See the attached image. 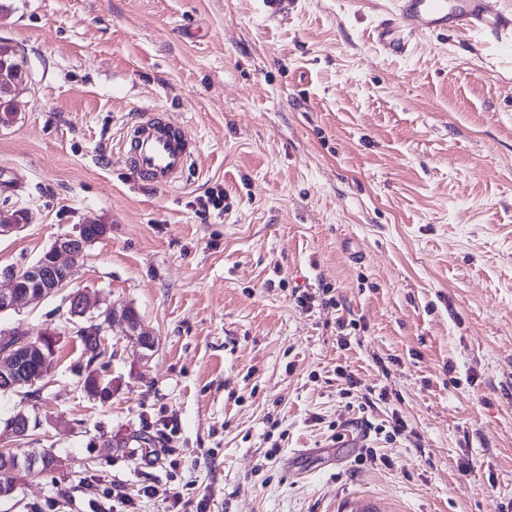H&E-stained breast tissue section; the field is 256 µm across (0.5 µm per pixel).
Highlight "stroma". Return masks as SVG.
Wrapping results in <instances>:
<instances>
[{"mask_svg":"<svg viewBox=\"0 0 512 512\" xmlns=\"http://www.w3.org/2000/svg\"><path fill=\"white\" fill-rule=\"evenodd\" d=\"M390 6L0 0L27 76L0 210L29 216L0 271L106 225L72 286L156 340L146 362L110 331L100 400L63 294L0 314L60 334L48 376L0 395V449L21 410L28 447L64 461L0 512H97L106 488L167 512L148 485L205 512H512V44L449 32L391 54ZM152 109L196 142L172 189L121 159Z\"/></svg>","mask_w":512,"mask_h":512,"instance_id":"1","label":"stroma"}]
</instances>
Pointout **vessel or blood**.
<instances>
[{
    "label": "vessel or blood",
    "mask_w": 512,
    "mask_h": 512,
    "mask_svg": "<svg viewBox=\"0 0 512 512\" xmlns=\"http://www.w3.org/2000/svg\"><path fill=\"white\" fill-rule=\"evenodd\" d=\"M392 4L388 18L374 30L376 42L390 53L404 52L412 37L448 29L512 40V12L492 8L490 0H392ZM121 154L145 185L167 189L176 186L188 168L193 143L184 129L154 112L127 129Z\"/></svg>",
    "instance_id": "obj_1"
}]
</instances>
